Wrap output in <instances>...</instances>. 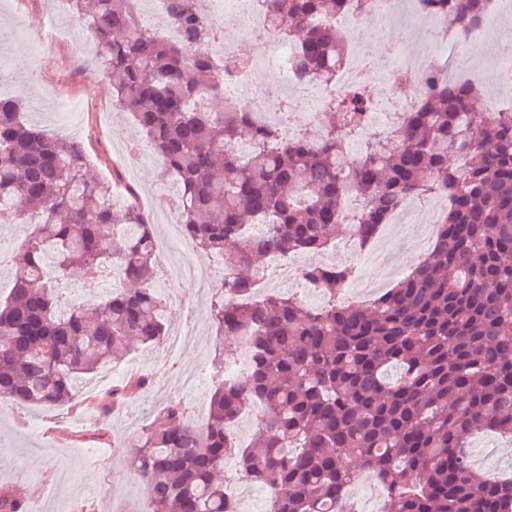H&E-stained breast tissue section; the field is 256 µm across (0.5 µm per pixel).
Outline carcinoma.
Here are the masks:
<instances>
[{
	"label": "carcinoma",
	"instance_id": "1",
	"mask_svg": "<svg viewBox=\"0 0 512 512\" xmlns=\"http://www.w3.org/2000/svg\"><path fill=\"white\" fill-rule=\"evenodd\" d=\"M70 2L94 35L113 107L132 116L176 184L185 237L224 261L210 297L214 367L224 369V337L249 343L246 369L229 383L219 375L204 421L169 401L132 439L152 512H240L224 493L235 477L266 492V512H355L348 490L361 474L380 487L383 512H512V478L476 470L468 448L482 430L512 440V112L489 113L479 86L449 82L435 65L396 131L367 138L352 158L366 90L331 98L315 127L294 123L288 102L273 120L232 99L214 112L224 83L211 80L222 68L200 0H171L178 41L147 26L135 0ZM484 2L415 0V10L451 36L479 21ZM261 4L307 85L329 84L351 44L315 18L371 6ZM245 141L247 157L237 151ZM457 151L461 164L450 160ZM407 197L445 202L431 252L371 303L341 301L350 269L317 256L339 233L369 243ZM24 214L36 223L7 259L0 400L61 407L85 376L164 340L156 235L133 201L116 207L84 142L29 125L19 99L0 97V224ZM247 224L265 231L251 237ZM271 252L310 257L299 277L321 304L250 297ZM74 266L91 279L110 268L118 282L80 301L60 288ZM147 384L129 379L100 406ZM246 417L256 440L240 445ZM0 512H28L26 499L0 485Z\"/></svg>",
	"mask_w": 512,
	"mask_h": 512
}]
</instances>
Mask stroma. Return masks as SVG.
Masks as SVG:
<instances>
[{"label": "stroma", "instance_id": "obj_1", "mask_svg": "<svg viewBox=\"0 0 512 512\" xmlns=\"http://www.w3.org/2000/svg\"><path fill=\"white\" fill-rule=\"evenodd\" d=\"M42 11L24 12L20 0H0V44L8 50L13 83L5 95L23 94L31 72H40L45 82L37 99L28 101L29 122L59 136L76 135L85 141L90 159L104 180L120 174L124 184L134 185L139 203L151 212L173 211L175 185L161 179L159 160H147L143 140L134 138L130 116L112 106L110 83L94 72V37L75 16L64 20L74 37L53 50H32L27 34L41 25ZM425 21L413 15L397 19L380 30L373 41L380 56L402 45L422 53L437 47L423 36ZM70 58L83 72L72 85H59L51 75L63 58ZM85 103L74 117L60 111V103ZM166 298L167 329L189 330L191 336L176 360H169L164 344L136 350L125 360L88 377L75 394L74 408L56 410L28 407L17 409L0 401V485L25 491L28 504L41 512H52L56 495L66 498L72 512H151L145 494L131 495L139 485L128 465V444L147 423L151 411L170 400L183 403L191 418L208 414L210 382L198 389L180 385L190 372L208 374L212 365L209 296L179 282L160 286ZM134 373L149 378V385L129 400L102 411L99 396L124 384ZM469 447L477 469L512 475V444L490 433L473 435Z\"/></svg>", "mask_w": 512, "mask_h": 512}]
</instances>
